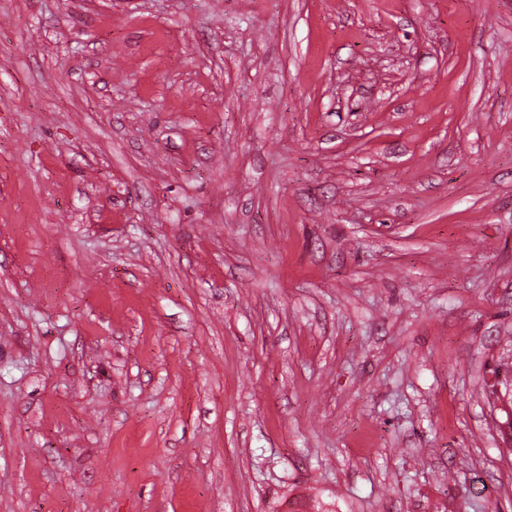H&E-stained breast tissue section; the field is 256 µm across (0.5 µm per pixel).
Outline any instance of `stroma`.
Listing matches in <instances>:
<instances>
[{
	"label": "stroma",
	"instance_id": "stroma-1",
	"mask_svg": "<svg viewBox=\"0 0 512 512\" xmlns=\"http://www.w3.org/2000/svg\"><path fill=\"white\" fill-rule=\"evenodd\" d=\"M512 0H0V512H512Z\"/></svg>",
	"mask_w": 512,
	"mask_h": 512
}]
</instances>
